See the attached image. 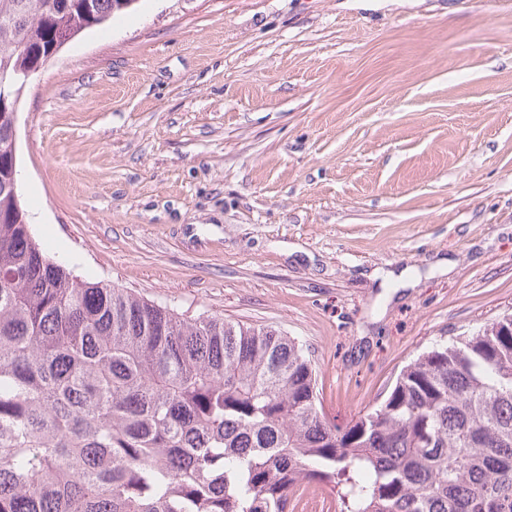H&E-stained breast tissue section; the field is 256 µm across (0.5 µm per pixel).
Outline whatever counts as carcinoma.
Listing matches in <instances>:
<instances>
[{
  "label": "carcinoma",
  "mask_w": 512,
  "mask_h": 512,
  "mask_svg": "<svg viewBox=\"0 0 512 512\" xmlns=\"http://www.w3.org/2000/svg\"><path fill=\"white\" fill-rule=\"evenodd\" d=\"M94 3V10L85 8ZM120 0H0V71ZM0 120V512H512V314L407 363L344 427L303 345L82 280L18 222Z\"/></svg>",
  "instance_id": "cac0c4a2"
}]
</instances>
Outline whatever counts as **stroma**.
<instances>
[{
  "mask_svg": "<svg viewBox=\"0 0 512 512\" xmlns=\"http://www.w3.org/2000/svg\"><path fill=\"white\" fill-rule=\"evenodd\" d=\"M74 274L296 338L336 425L512 313V0H139L26 87Z\"/></svg>",
  "mask_w": 512,
  "mask_h": 512,
  "instance_id": "obj_1",
  "label": "stroma"
}]
</instances>
